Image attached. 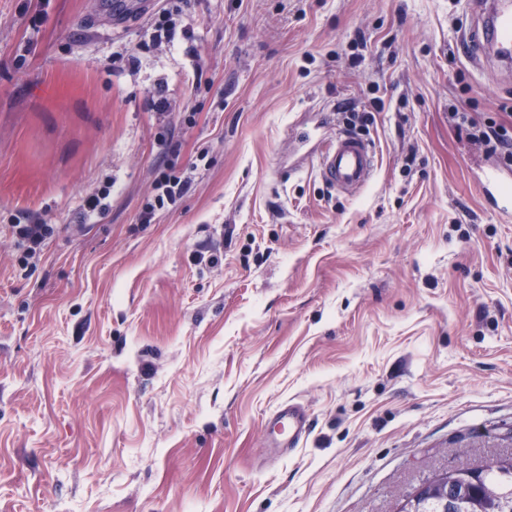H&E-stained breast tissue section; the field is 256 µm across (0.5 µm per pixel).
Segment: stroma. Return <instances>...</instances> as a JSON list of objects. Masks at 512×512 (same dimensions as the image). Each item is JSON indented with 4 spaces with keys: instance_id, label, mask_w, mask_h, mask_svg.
Here are the masks:
<instances>
[{
    "instance_id": "obj_1",
    "label": "stroma",
    "mask_w": 512,
    "mask_h": 512,
    "mask_svg": "<svg viewBox=\"0 0 512 512\" xmlns=\"http://www.w3.org/2000/svg\"><path fill=\"white\" fill-rule=\"evenodd\" d=\"M114 2L0 0V512H396L512 453V219L449 119L512 131V67L458 50L464 0ZM323 179L338 190L358 194L372 179L375 170L370 146L354 136L338 134L336 141L320 157ZM158 189H162V193L157 197V203L163 208L167 203L175 202L176 198L187 189V184L182 182L176 175L163 173L157 181ZM15 228L21 245L26 248L27 253L41 249L52 232V228L47 224H18ZM267 441H287L295 448L310 429V419L306 409L298 403H288L278 409L267 422Z\"/></svg>"
}]
</instances>
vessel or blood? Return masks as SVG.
Segmentation results:
<instances>
[{
	"instance_id": "1",
	"label": "vessel or blood",
	"mask_w": 512,
	"mask_h": 512,
	"mask_svg": "<svg viewBox=\"0 0 512 512\" xmlns=\"http://www.w3.org/2000/svg\"><path fill=\"white\" fill-rule=\"evenodd\" d=\"M480 23L468 36V50L472 59H486L490 46L512 47V10L489 9L486 0H469ZM375 170L374 155L370 146L360 138L337 135L335 143L320 157V171L331 187L348 193H359L372 179ZM483 195L492 197L500 215L512 218V180L503 177L494 166L487 167L481 181ZM270 441H286L297 447L310 429L306 409L290 403L278 409L267 422Z\"/></svg>"
}]
</instances>
